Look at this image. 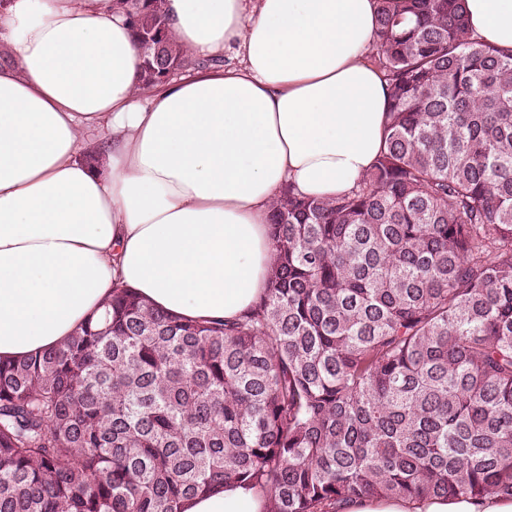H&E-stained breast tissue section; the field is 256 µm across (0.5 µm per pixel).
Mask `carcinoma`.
<instances>
[{"label":"carcinoma","mask_w":512,"mask_h":512,"mask_svg":"<svg viewBox=\"0 0 512 512\" xmlns=\"http://www.w3.org/2000/svg\"><path fill=\"white\" fill-rule=\"evenodd\" d=\"M165 2L112 0L146 86L191 64ZM381 2L373 169L334 200L282 187L244 316L116 287L62 346L0 359V512H181L228 482L264 512L512 498V53L462 0Z\"/></svg>","instance_id":"cac0c4a2"}]
</instances>
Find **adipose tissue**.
I'll list each match as a JSON object with an SVG mask.
<instances>
[{
	"label": "adipose tissue",
	"instance_id": "adipose-tissue-1",
	"mask_svg": "<svg viewBox=\"0 0 512 512\" xmlns=\"http://www.w3.org/2000/svg\"><path fill=\"white\" fill-rule=\"evenodd\" d=\"M469 30L512 53V0H465ZM378 0H166L188 55L239 66L147 88L112 0L0 7V356L64 343L132 288L191 319L240 317L263 294L284 183L350 192L384 146ZM99 131V162L79 155ZM239 484L185 512H263ZM338 512H512L496 496L362 498Z\"/></svg>",
	"mask_w": 512,
	"mask_h": 512
}]
</instances>
